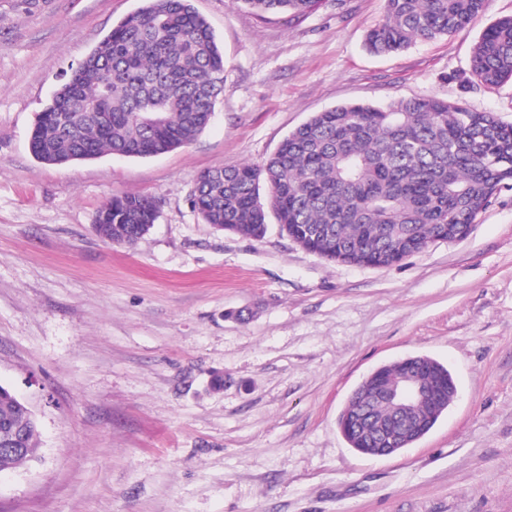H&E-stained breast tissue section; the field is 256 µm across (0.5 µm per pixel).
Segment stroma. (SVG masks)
<instances>
[{"label": "stroma", "mask_w": 512, "mask_h": 512, "mask_svg": "<svg viewBox=\"0 0 512 512\" xmlns=\"http://www.w3.org/2000/svg\"><path fill=\"white\" fill-rule=\"evenodd\" d=\"M140 4L0 0V385L37 415L41 456L0 475V512H512V189L464 239L389 268L326 261L274 223L219 232L191 205L202 171L262 162L342 104L434 96L512 124V80L469 69L512 0L382 56L364 40L384 0L295 17L192 0L224 50L205 132L146 159L38 162L36 113ZM124 193L158 202L133 247L93 230ZM409 354L448 366L457 399L411 448L354 452L349 396Z\"/></svg>", "instance_id": "35a3bbf8"}]
</instances>
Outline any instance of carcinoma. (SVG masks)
Returning a JSON list of instances; mask_svg holds the SVG:
<instances>
[{
    "label": "carcinoma",
    "mask_w": 512,
    "mask_h": 512,
    "mask_svg": "<svg viewBox=\"0 0 512 512\" xmlns=\"http://www.w3.org/2000/svg\"><path fill=\"white\" fill-rule=\"evenodd\" d=\"M257 13L301 14L313 0H239ZM490 0H386L366 48L395 53L418 40L450 36ZM470 72L484 86L512 79V16L495 20L474 47ZM224 94V53L191 0H142L61 82L30 129L34 158L65 165L105 155L150 158L192 143L210 124ZM512 188V125L434 98L386 106L338 105L310 117L260 164L202 172L192 205L221 231L259 240L273 212L280 230L334 263L385 268L470 224ZM158 214L153 197L116 195L94 231L109 243L136 245ZM402 374L441 396L419 402L407 445L427 434L448 409V368L410 355L378 368L353 392L339 420L348 446L392 447L367 430L390 408L372 401ZM39 422L8 388H0V469L38 456Z\"/></svg>",
    "instance_id": "obj_1"
}]
</instances>
